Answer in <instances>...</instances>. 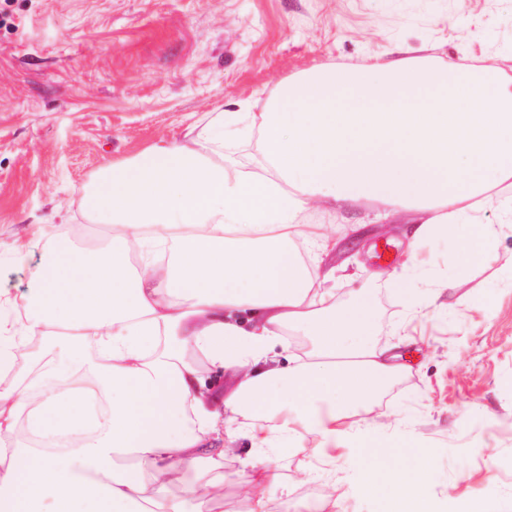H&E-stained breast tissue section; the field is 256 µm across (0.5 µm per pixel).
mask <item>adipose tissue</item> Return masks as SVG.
<instances>
[{
  "instance_id": "1",
  "label": "adipose tissue",
  "mask_w": 512,
  "mask_h": 512,
  "mask_svg": "<svg viewBox=\"0 0 512 512\" xmlns=\"http://www.w3.org/2000/svg\"><path fill=\"white\" fill-rule=\"evenodd\" d=\"M244 120L265 132L257 169L239 153ZM504 199L503 224L482 223L481 211ZM362 202L375 205V220L405 224L403 266L385 280L409 311L450 288L407 277L424 243L460 234L459 268L493 261L512 223V78L491 58L325 65L284 81L266 111L214 112L192 143L162 140L104 166L76 204L111 226V240L91 255L58 229L31 272L26 319L0 305V512H82L86 501L94 512H186L148 495L144 473L161 486L180 481L200 463L218 468L225 444L241 438L258 455L289 445L301 423L316 452L345 446L400 366L391 347L369 341V292L341 309L332 300L336 270L322 258L335 232L299 216ZM289 328L313 346L267 367ZM38 336L68 346L46 391L17 366L22 356L41 361ZM189 349L233 371L224 400L208 394ZM98 389L108 418L87 433ZM247 404L275 410L276 428L235 426ZM77 432L67 463L19 451L32 436ZM123 451L139 467L117 466Z\"/></svg>"
}]
</instances>
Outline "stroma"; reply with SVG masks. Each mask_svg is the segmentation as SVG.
Wrapping results in <instances>:
<instances>
[{"instance_id":"35a3bbf8","label":"stroma","mask_w":512,"mask_h":512,"mask_svg":"<svg viewBox=\"0 0 512 512\" xmlns=\"http://www.w3.org/2000/svg\"><path fill=\"white\" fill-rule=\"evenodd\" d=\"M0 27V296L30 287L46 235L79 225L82 246L108 227L69 203L102 166L206 123L214 108L265 111L280 83L318 64L355 66L395 49L411 56H494L512 76V0H12ZM303 221L352 225L324 261L344 266L337 306L372 291L370 340L396 346L401 371L372 402L381 427L352 433L335 462L313 456L297 429L291 448L266 449L288 489V512H386L364 489L369 451L402 471L406 449L429 463L426 512H459L493 498L512 505V232L497 259L460 271L452 241L424 260L455 284L440 308L410 317L380 273L406 251L401 224H374L368 207L311 209ZM27 244L30 265L11 264ZM247 440L224 456V497L202 496L195 474L165 495L188 512H249L241 490L257 467Z\"/></svg>"}]
</instances>
